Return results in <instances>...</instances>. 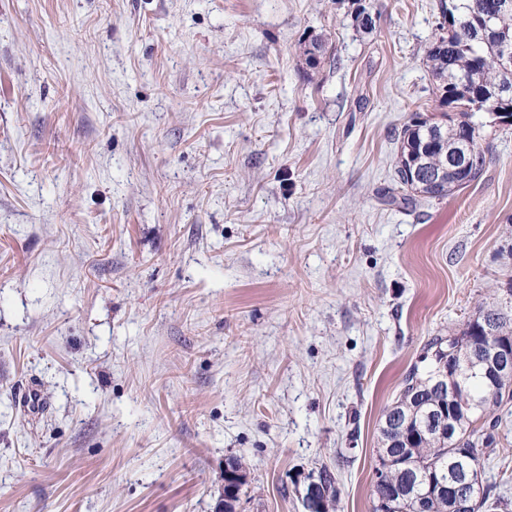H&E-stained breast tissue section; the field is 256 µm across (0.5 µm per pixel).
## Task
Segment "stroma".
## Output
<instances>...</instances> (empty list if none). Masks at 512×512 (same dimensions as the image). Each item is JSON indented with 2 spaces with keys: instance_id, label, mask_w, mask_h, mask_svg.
Instances as JSON below:
<instances>
[{
  "instance_id": "obj_1",
  "label": "stroma",
  "mask_w": 512,
  "mask_h": 512,
  "mask_svg": "<svg viewBox=\"0 0 512 512\" xmlns=\"http://www.w3.org/2000/svg\"><path fill=\"white\" fill-rule=\"evenodd\" d=\"M0 0V512H372L383 408L512 295V125L409 208L440 0ZM326 52L307 65L303 49ZM482 481L512 512V409ZM228 463H231L235 470L240 474V493L242 491L243 486L246 484V475L244 472V465L241 460L239 459H232L229 460ZM224 489L227 488V491L225 493L224 490V496L219 501L218 506L216 508V512H224L225 510V504L235 506L236 502L232 496L234 494V484L238 481V473H231V470L229 468L224 469ZM229 495V496H228ZM318 475L322 480V486L324 488V498L326 504L320 499V484L319 482L311 479L308 484L307 501L310 507L309 512H323L326 505V512H337L338 511V493L336 488V474L326 464L320 465L316 471H312L310 474Z\"/></svg>"
}]
</instances>
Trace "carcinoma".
Listing matches in <instances>:
<instances>
[{
  "label": "carcinoma",
  "instance_id": "obj_1",
  "mask_svg": "<svg viewBox=\"0 0 512 512\" xmlns=\"http://www.w3.org/2000/svg\"><path fill=\"white\" fill-rule=\"evenodd\" d=\"M442 17L452 16L451 27L438 24L425 55L441 103L457 117L448 124L442 120L408 123L399 134L398 186L386 195L390 205L409 207L417 197L443 199L456 190L478 181L487 165L489 148L480 143L479 128L472 125L473 109L507 112L512 116V95L503 94L504 83H512V65L503 63L499 47L512 44V0H441ZM496 15L495 26L486 29L481 20L485 13ZM470 136L479 167L466 178L452 168L439 171V158L456 151L460 138ZM420 163L417 174L435 181L410 187L404 180L410 157ZM489 322L504 336L512 337V304L497 302L480 306L474 322ZM481 340L471 323L455 336H433L423 347V359L431 360L433 369L427 377L411 369L402 382L398 397L387 405L379 424L378 466L375 467L372 512H493L498 501L490 487L472 500L455 503L441 495L429 482L448 479V473L464 466L476 467L485 456L496 452L493 430L498 417L494 413L512 403V376L496 382V389L486 387L475 375L468 380L467 406L456 416L455 433L441 435L431 428L444 404L434 387L442 364H450L475 350ZM314 474L322 480L326 512H338L336 474L326 464Z\"/></svg>",
  "mask_w": 512,
  "mask_h": 512
}]
</instances>
